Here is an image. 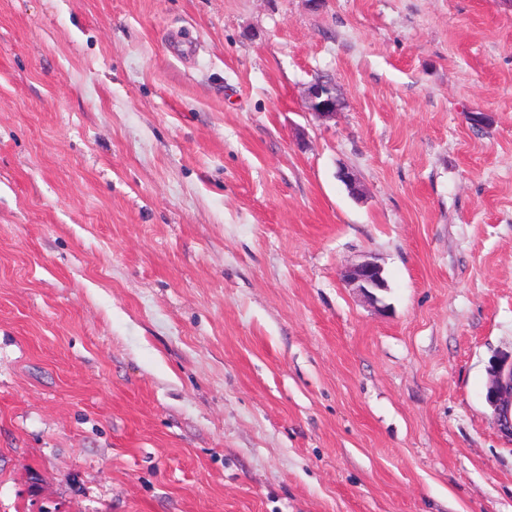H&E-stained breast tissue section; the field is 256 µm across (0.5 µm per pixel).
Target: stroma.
I'll return each mask as SVG.
<instances>
[{
  "label": "stroma",
  "instance_id": "stroma-1",
  "mask_svg": "<svg viewBox=\"0 0 512 512\" xmlns=\"http://www.w3.org/2000/svg\"><path fill=\"white\" fill-rule=\"evenodd\" d=\"M506 351L512 0H0V512H512ZM333 90H335L333 83L325 79L315 80L307 89L308 109L319 120L327 121L335 118L341 107L340 97L336 91L333 96ZM341 276L346 284L358 288L364 297L373 304L379 302V297L375 292L387 288L383 268L369 260L346 266L342 270ZM485 401L498 431L512 443V352L501 353L490 363Z\"/></svg>",
  "mask_w": 512,
  "mask_h": 512
}]
</instances>
